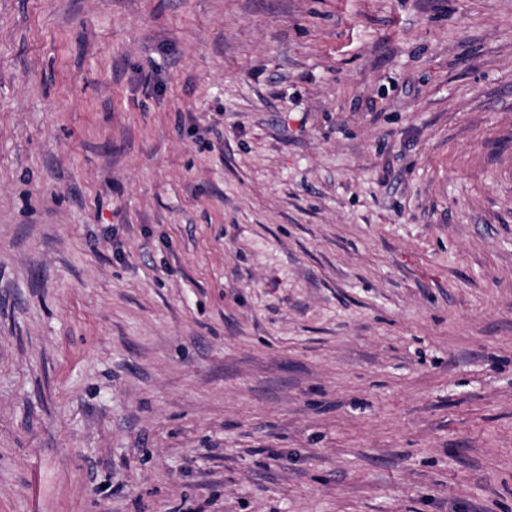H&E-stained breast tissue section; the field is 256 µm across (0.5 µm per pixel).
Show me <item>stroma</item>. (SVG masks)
I'll list each match as a JSON object with an SVG mask.
<instances>
[{"mask_svg": "<svg viewBox=\"0 0 512 512\" xmlns=\"http://www.w3.org/2000/svg\"><path fill=\"white\" fill-rule=\"evenodd\" d=\"M0 512H512V0H0Z\"/></svg>", "mask_w": 512, "mask_h": 512, "instance_id": "stroma-1", "label": "stroma"}]
</instances>
